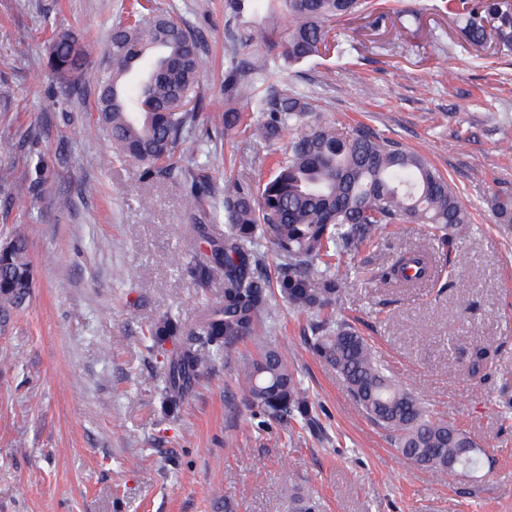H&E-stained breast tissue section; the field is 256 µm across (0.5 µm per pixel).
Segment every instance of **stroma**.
Segmentation results:
<instances>
[{"label": "stroma", "mask_w": 512, "mask_h": 512, "mask_svg": "<svg viewBox=\"0 0 512 512\" xmlns=\"http://www.w3.org/2000/svg\"><path fill=\"white\" fill-rule=\"evenodd\" d=\"M224 3L157 0L198 40L203 119L184 165L219 193L229 178H266L273 151L236 130L209 139L207 115L251 109L227 99L225 70L284 52L279 32L232 45ZM121 16L122 0H0V168L14 173L0 239L23 225L34 269L28 303L0 309V512H512V418L499 408L512 387V228L492 208L512 193V46L471 45L445 0H379L378 16L336 22L334 53L275 75L341 131L361 123L421 152L473 215L458 261L406 290L380 288L371 268L430 240L422 225H395L336 302L396 380L483 448L477 478H444L395 457L310 349L314 314L278 298L262 330L307 388L311 426L287 436L247 406V341L165 410L179 341L152 347L147 329L167 314L192 327L217 301L189 273L208 254L199 213L183 179L109 163V142L89 128L95 84L71 91L47 66L49 38L69 31L97 45L90 70L106 68ZM476 340L496 351L481 380L457 364Z\"/></svg>", "instance_id": "1"}]
</instances>
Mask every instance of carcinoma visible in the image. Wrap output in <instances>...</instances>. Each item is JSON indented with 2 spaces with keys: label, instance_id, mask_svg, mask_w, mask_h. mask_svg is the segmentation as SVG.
<instances>
[{
  "label": "carcinoma",
  "instance_id": "cac0c4a2",
  "mask_svg": "<svg viewBox=\"0 0 512 512\" xmlns=\"http://www.w3.org/2000/svg\"><path fill=\"white\" fill-rule=\"evenodd\" d=\"M240 22L238 40L253 41L258 32L250 18L262 14L264 29L290 19L283 59L290 65L330 52L331 24L370 12L367 0H226ZM448 9L462 23L474 44L497 37L512 40V0H448ZM127 17L112 27L108 45L110 67L96 76L97 97L92 129L111 143L112 160H135L156 177L181 176L203 206V218L224 214L222 238L206 235L210 254L192 269L195 284L215 289L220 300L190 337L169 357L165 402L179 407L197 371L212 355L249 339L256 357L246 361L237 382L252 407L279 421L286 432L311 423L307 391L295 377L288 356L266 337L256 335L274 296L297 311H314L310 348L345 383L356 404L374 424L392 433L397 457L430 468L442 476L473 475L480 467L482 448L457 425L438 416L412 391L400 385L377 358L366 339L349 322L337 318L334 306L351 278L348 260L380 243L391 224H422L443 255L456 246L471 223V214L447 177L420 152L380 136L362 124L348 136L336 124L313 117L312 100L286 87L267 86L250 103L263 118L251 122L229 107L209 117L215 131L243 123L250 135L271 143L284 130L305 121L310 130L272 156V173L256 190L224 181V200L214 201L206 181L182 165L187 132L199 121L202 104V63L197 39L171 14L151 0H127ZM151 48L165 55L140 71L130 85L133 66ZM50 66L60 83L78 91L84 67L96 51L89 41L68 32L55 34ZM279 65L273 59L240 70L230 64L226 85L230 94L247 95L254 80ZM500 223L512 224V195L494 199ZM265 240L280 263L274 275L258 273L261 254L250 245ZM0 254V301L20 306L33 288V269L23 230L15 228ZM435 252L403 248L396 260L375 274L382 288H415L435 274ZM181 325L164 316L150 331L159 341L175 336ZM489 357L482 343L471 346L466 365L476 376Z\"/></svg>",
  "mask_w": 512,
  "mask_h": 512
}]
</instances>
